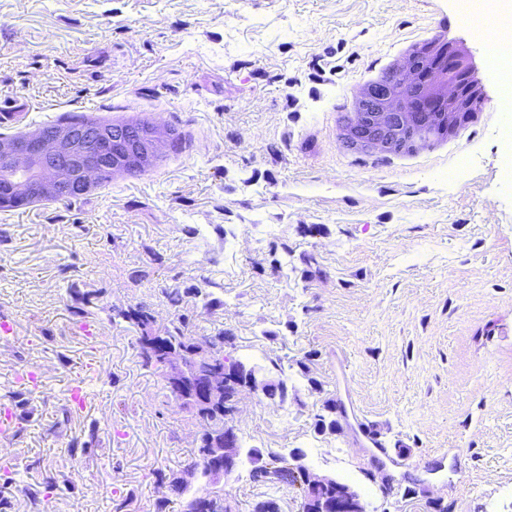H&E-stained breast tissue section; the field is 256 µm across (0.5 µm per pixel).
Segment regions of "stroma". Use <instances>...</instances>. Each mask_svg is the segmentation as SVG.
<instances>
[{
	"label": "stroma",
	"instance_id": "obj_1",
	"mask_svg": "<svg viewBox=\"0 0 512 512\" xmlns=\"http://www.w3.org/2000/svg\"><path fill=\"white\" fill-rule=\"evenodd\" d=\"M461 0H0V113L9 133L66 112L157 117L192 136L149 171L72 203L0 212V494L8 512H182L155 481L200 444L141 364L135 305L224 352L286 400L242 391L243 449H298L358 489L367 512H512V150L495 131L500 68ZM445 21L479 61L482 117L445 149L358 153L340 119L401 42ZM476 158L458 170L460 155ZM282 246L271 266V245ZM319 276H303L306 259ZM222 301L203 308L194 291ZM181 294L171 304L163 290ZM307 371H300L299 362ZM339 432L313 427L327 399ZM364 421L403 464L372 466ZM88 444L76 453L73 443ZM249 461L205 492L238 512L296 487Z\"/></svg>",
	"mask_w": 512,
	"mask_h": 512
}]
</instances>
